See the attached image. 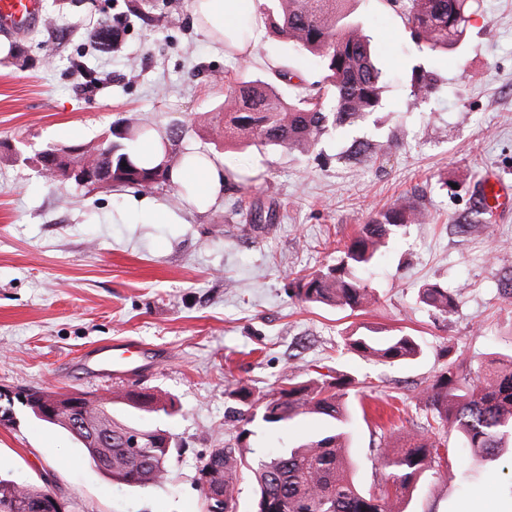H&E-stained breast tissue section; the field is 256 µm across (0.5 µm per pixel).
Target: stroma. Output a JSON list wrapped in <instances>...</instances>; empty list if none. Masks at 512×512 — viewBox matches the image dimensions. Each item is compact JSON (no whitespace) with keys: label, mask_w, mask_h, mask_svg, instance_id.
Returning <instances> with one entry per match:
<instances>
[{"label":"stroma","mask_w":512,"mask_h":512,"mask_svg":"<svg viewBox=\"0 0 512 512\" xmlns=\"http://www.w3.org/2000/svg\"><path fill=\"white\" fill-rule=\"evenodd\" d=\"M125 0H43L53 25L16 33L0 26V391L148 392L170 414L133 411L174 446L169 479L146 490L115 484L79 444L20 403L0 421V477L45 487L70 512H206L201 463L232 433L242 402L291 374L346 375L366 416L350 422L348 454L358 484L384 480L383 450L426 424L424 388L456 359L468 371L512 353V208L491 213L496 231L468 228L478 188L512 184V0H480L464 40L430 55L413 43L390 0H352L390 78L382 109L333 128L310 152H259L225 145L216 128L226 82L262 79L283 96L311 89L318 62L260 21L251 54L218 51L196 27L189 0H161L156 19L131 21L117 47L94 49L97 24ZM83 61L97 81L76 70ZM293 73L292 82L275 71ZM436 92L409 95L412 72ZM178 131L180 146L223 155L234 178L205 213L181 204L172 185L91 190L40 174L47 146L101 143L125 119ZM396 204L427 219L391 236L367 275L379 300L351 314L292 298L303 274L335 263L337 250L376 212ZM437 282L458 295L452 315L418 298ZM417 337L422 356L384 363L348 349L351 334ZM159 349L142 371L104 380L78 360L103 343ZM257 453L330 432L317 415L282 425L250 423ZM440 467L418 480L405 512H512V479L482 481L481 500L456 474L455 429Z\"/></svg>","instance_id":"35a3bbf8"}]
</instances>
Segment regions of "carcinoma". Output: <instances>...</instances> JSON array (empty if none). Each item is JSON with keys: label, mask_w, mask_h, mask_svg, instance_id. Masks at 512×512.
<instances>
[{"label": "carcinoma", "mask_w": 512, "mask_h": 512, "mask_svg": "<svg viewBox=\"0 0 512 512\" xmlns=\"http://www.w3.org/2000/svg\"><path fill=\"white\" fill-rule=\"evenodd\" d=\"M350 0H266L262 14L273 22L277 32L298 51L314 57L321 67V78L309 93L284 98L273 85L261 79L229 83L224 94V142L254 147L259 151H308L330 128L356 125L382 106L386 75L377 67L370 39L351 18ZM400 4L416 44L432 51L447 50L465 34L476 0H389ZM141 17L150 20L141 0H127L124 15L112 24H98L95 43L108 52L117 42L124 20ZM434 90L425 77L411 80L410 96L424 99ZM146 129L127 120L98 145H87L79 154L63 153L56 170L41 169L55 181L58 173L71 166L88 163L108 148L112 151V179L116 185L135 183L142 189H155L156 179L168 181L171 163L180 159L173 152L164 167L144 168L136 161L140 140ZM423 221V213L405 207L380 212L360 229L358 236L342 251L336 263L296 279L294 294L309 304H325L360 311L377 301L375 291L353 274L374 263L386 240L399 228ZM421 302L439 317H447L457 306V294L436 284L420 291ZM347 345L365 356L385 361L414 360L422 353L412 336L352 335ZM352 384L346 376L336 378L294 376L262 400L261 420L284 424L302 414H317L334 422L329 433L282 448L267 457L253 456L249 443L251 430L240 429L233 442L207 459L201 470H209V490L224 491V508L204 494L207 512H235V495L245 478L257 487L256 512H404V503L420 476L440 465L443 446L430 436L433 426L454 427L472 455L477 479L494 475L486 462L496 460L505 448L512 449V354L489 362L483 373L471 375L455 360L435 377L419 396V403L431 413L433 423L422 432L407 436L404 444L381 455L384 484L374 492L356 482L347 459L348 412L346 396ZM125 404L142 411L168 412V406L153 395L129 394L85 409L90 427L110 418L112 445L106 448L84 446L89 462L95 456L112 462V480L128 487L148 488L162 484L168 475L171 441L160 429L136 426L118 411ZM132 429L141 435L142 448L134 454L123 447V436ZM47 491L12 480L0 479V506L16 499L32 503L43 500Z\"/></svg>", "instance_id": "1"}]
</instances>
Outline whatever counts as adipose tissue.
<instances>
[{"instance_id": "ef3b65f1", "label": "adipose tissue", "mask_w": 512, "mask_h": 512, "mask_svg": "<svg viewBox=\"0 0 512 512\" xmlns=\"http://www.w3.org/2000/svg\"><path fill=\"white\" fill-rule=\"evenodd\" d=\"M191 11L202 33L224 50L243 54L255 46L257 0H191ZM226 179L224 158L213 153H194L169 169L171 184L187 189V202L200 212L220 203Z\"/></svg>"}]
</instances>
